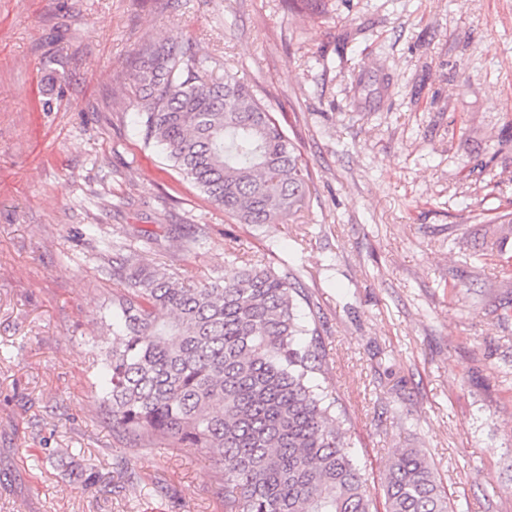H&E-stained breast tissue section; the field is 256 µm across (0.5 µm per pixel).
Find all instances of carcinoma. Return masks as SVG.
Segmentation results:
<instances>
[{
    "label": "carcinoma",
    "mask_w": 512,
    "mask_h": 512,
    "mask_svg": "<svg viewBox=\"0 0 512 512\" xmlns=\"http://www.w3.org/2000/svg\"><path fill=\"white\" fill-rule=\"evenodd\" d=\"M146 141L240 224L303 211L309 172L267 106L236 73L172 42L132 73ZM112 348L99 374L112 429L132 442L172 439L213 455L224 512H375L343 431L345 411L318 382L326 354L296 314L287 272L245 262L192 283L136 253L112 258ZM385 512H449L418 448L395 454Z\"/></svg>",
    "instance_id": "1"
}]
</instances>
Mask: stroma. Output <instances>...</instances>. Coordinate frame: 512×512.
<instances>
[{
  "label": "stroma",
  "instance_id": "1",
  "mask_svg": "<svg viewBox=\"0 0 512 512\" xmlns=\"http://www.w3.org/2000/svg\"><path fill=\"white\" fill-rule=\"evenodd\" d=\"M171 41L268 106L300 218L234 223L145 142L131 63ZM511 213L512 0H0V512H224L206 450L112 430L120 247L288 269L376 504L418 448L453 512H512Z\"/></svg>",
  "mask_w": 512,
  "mask_h": 512
}]
</instances>
